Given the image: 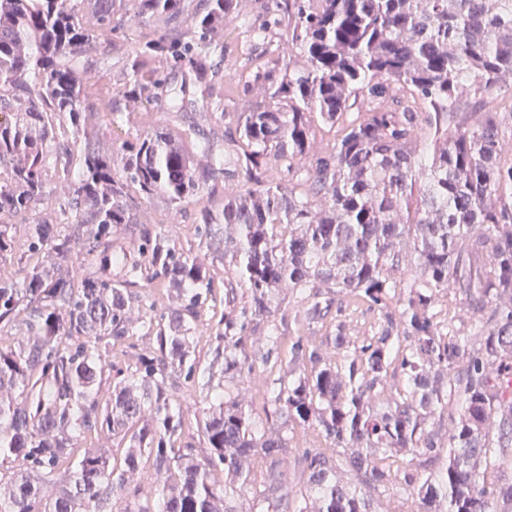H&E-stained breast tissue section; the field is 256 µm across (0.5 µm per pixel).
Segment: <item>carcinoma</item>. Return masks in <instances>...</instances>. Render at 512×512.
Masks as SVG:
<instances>
[{
  "label": "carcinoma",
  "instance_id": "1",
  "mask_svg": "<svg viewBox=\"0 0 512 512\" xmlns=\"http://www.w3.org/2000/svg\"><path fill=\"white\" fill-rule=\"evenodd\" d=\"M183 2L0 0V216L42 204L48 171L69 181L64 228L28 225L20 277L0 279V337L21 326L28 334L25 343L0 342V512H153L128 488L145 452L162 512H235L230 502L260 464L269 475L259 496H290L286 439L258 429L236 398L215 393L218 406L200 425L205 460L177 446L183 410L167 381L186 362L191 322L214 278L206 257L176 255L156 226L136 221V199L180 205L221 180L235 189L221 206L202 203L198 223L224 225V351L234 352L224 373L252 368L247 342L258 319L280 343L278 296L287 289L306 301L309 325L344 293L382 312L360 344L341 321L324 350L293 342L288 365L303 377L265 398L267 416L314 426L333 445L330 456L303 451L307 490L294 512H377L376 499L406 496L422 512H512V484H487L512 452V161L501 158L500 114L470 124L459 95L464 81L492 94L512 73V0H283L274 66L254 74L265 100L235 113L227 151L190 124L179 140L127 132L118 163L107 152L75 156L77 141L59 130L86 133L87 75L97 53L119 42L132 52L110 109L131 98L182 115L213 101L218 70L208 54H224L238 0H203L181 31L137 32ZM85 3L92 27L79 18ZM359 95L372 107L349 119ZM423 116L435 127L428 146L414 140ZM316 117L342 125L341 135L303 165ZM187 141L209 157L206 166H195ZM122 230L139 259L114 282L112 237ZM15 243L13 225L1 224L0 261ZM40 252L49 261L24 258ZM140 279L174 291L179 306L165 323L142 321L155 332L154 351L118 370L104 396L98 345L108 350L130 335L127 289ZM451 296L471 306L468 336L437 319ZM396 377L401 384L375 405ZM8 390L16 395L4 398ZM452 401L458 418L442 438L435 424ZM92 431L128 442L122 463L110 464L103 448L76 454ZM400 455L407 468L395 470ZM177 461L182 478L173 482ZM342 461L353 486L339 478ZM220 465L222 488L211 480ZM48 486L57 488L51 498Z\"/></svg>",
  "mask_w": 512,
  "mask_h": 512
}]
</instances>
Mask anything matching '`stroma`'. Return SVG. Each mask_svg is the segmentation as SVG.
Here are the masks:
<instances>
[{
    "label": "stroma",
    "instance_id": "stroma-1",
    "mask_svg": "<svg viewBox=\"0 0 512 512\" xmlns=\"http://www.w3.org/2000/svg\"><path fill=\"white\" fill-rule=\"evenodd\" d=\"M279 0H239L240 18L234 28L224 33V69L221 84L224 89V104L228 111L241 112L248 105L261 99L260 88H248L246 76L257 69L266 67L273 55L269 45L256 39L252 34L253 27L259 26L271 15L277 14ZM128 47L106 53L99 65L98 72L89 89L92 97L101 101L95 114L92 115L88 130L89 145L96 150L115 151L126 131L145 130L158 131L168 135L180 136L184 121L196 123L203 133L223 134L224 122L219 112L206 106H197L189 113L187 120H180L169 113L163 112L158 104H135L122 106L120 111H109L105 99L114 96L117 90L123 88L126 82V56ZM500 94L488 105H481L474 100L472 93H464L470 111H478L480 107L501 113L506 117L503 135L500 139L502 154L512 158V74L505 75L501 81ZM197 202H189L179 206L170 204L164 197L157 196L141 200L137 208V218L140 223L153 224L162 230L171 240L176 251L183 252L189 248L212 243L214 250L210 252L208 263L214 276V295L200 307L198 316L193 323L194 335L198 341L189 356L195 362L197 371H212L215 382L224 383L233 393L241 395L247 408L252 412L254 421L264 417L263 398L277 387L279 382H292L293 377L288 373L290 358L287 345L272 351L269 362H256L252 371L243 373L240 377L229 379L224 375L223 362L215 358L217 342L215 337L223 326L220 322L224 312V259L219 248L224 239L223 225H213L212 229H204L197 224ZM281 311L279 316L281 326L285 329L290 340L299 338L311 348H322L326 345L327 336L332 331L336 321H343L346 333L354 341H362L373 335L377 328L380 313L371 309L363 300L350 295L342 296L336 310L330 311L324 322L306 325L301 320L303 301L298 295L284 292L280 295ZM155 338L141 333L131 336L128 344L115 346L111 355L103 357L104 370L101 375L102 391H111L115 382L116 369L126 368L132 361L133 352H144L153 349ZM172 393L180 402L184 415L182 427V442L191 444L197 459H204L208 450L199 432L202 411L207 407L206 392L202 390L197 379L186 378L184 373L175 372L171 378ZM288 439L291 463L288 467V485L294 495H301L306 488V477L296 461L298 453L303 449L313 450L329 448L318 428L288 424L283 430Z\"/></svg>",
    "mask_w": 512,
    "mask_h": 512
}]
</instances>
